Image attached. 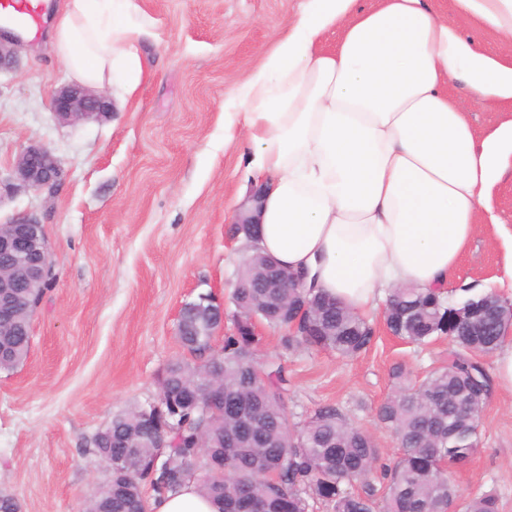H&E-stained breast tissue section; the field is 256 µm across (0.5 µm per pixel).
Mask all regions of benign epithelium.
<instances>
[{"instance_id": "7a95c632", "label": "benign epithelium", "mask_w": 512, "mask_h": 512, "mask_svg": "<svg viewBox=\"0 0 512 512\" xmlns=\"http://www.w3.org/2000/svg\"><path fill=\"white\" fill-rule=\"evenodd\" d=\"M19 35L0 30V70L16 64ZM51 112L62 123L102 120L112 113L108 97L89 87L67 84L51 94ZM64 176L62 162L49 148L30 144L23 148L5 178L0 177V199L21 191L53 192ZM0 311L15 312L21 301L18 288H40L52 280V258L43 224L34 216L19 214L0 225ZM271 288H303L305 278L295 273L276 277Z\"/></svg>"}]
</instances>
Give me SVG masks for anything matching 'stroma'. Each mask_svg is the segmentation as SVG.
Returning <instances> with one entry per match:
<instances>
[{"label": "stroma", "instance_id": "obj_1", "mask_svg": "<svg viewBox=\"0 0 512 512\" xmlns=\"http://www.w3.org/2000/svg\"><path fill=\"white\" fill-rule=\"evenodd\" d=\"M302 0H129L123 18L142 28L144 76L133 93L111 96L109 119L58 123L55 88L72 83L50 50V30L23 38L20 65L0 72V170L32 143L50 148L66 176L55 193L23 191L0 203V224L20 213L45 226L54 277L31 319L27 358L0 371V491L20 512H85L108 473L90 439L114 411L158 403L166 366L184 356L177 321L204 295L229 304L245 246L231 224L253 187L240 141L225 142L224 115L238 87L285 31ZM476 138L512 120L494 105L467 101ZM499 221L479 222L460 255L449 298L496 285L512 244V173L492 190ZM375 346L356 358L283 349L280 330L262 327V354L292 373L291 421L333 405L376 439L385 461L397 449L376 420L391 393L392 369L422 377L446 364L447 339L417 347L370 315ZM455 479L464 496L495 491L512 512V392L494 390L480 444Z\"/></svg>", "mask_w": 512, "mask_h": 512}]
</instances>
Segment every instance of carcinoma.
Returning a JSON list of instances; mask_svg holds the SVG:
<instances>
[{
  "label": "carcinoma",
  "instance_id": "obj_1",
  "mask_svg": "<svg viewBox=\"0 0 512 512\" xmlns=\"http://www.w3.org/2000/svg\"><path fill=\"white\" fill-rule=\"evenodd\" d=\"M268 261L247 253L231 294L232 327L224 346L215 350L210 337L193 335L191 316L179 322V340L190 358L168 364L162 379L174 400L200 393L196 405L183 410L173 432L180 448L169 474L149 477L157 433L142 408L117 411L91 439L92 454L112 457V478L96 498L104 512H148L149 496L176 494L190 480L218 505L219 512H498L493 493L463 497L454 470L464 466L479 446L480 427L493 392L484 360L507 339L505 323L512 304L496 296L483 309V294L461 303L413 287L397 288L386 299L384 323L395 337L425 346L453 332L460 348L448 364L414 381L402 365L393 368L396 389L377 408L378 423L390 432L398 456L379 465L381 450L372 436L334 406H323L305 422L288 419L285 392L288 368L277 358H260L263 337L246 332L256 318L285 331L281 344L327 349L343 358L372 348L375 329L364 317L312 288H264ZM469 305L473 315L460 325L456 308ZM297 332L286 335L288 321ZM30 317L21 301L14 317L0 321V370H12L30 348ZM222 366L224 421H213L202 396L209 366ZM224 436L221 448H197L201 431Z\"/></svg>",
  "mask_w": 512,
  "mask_h": 512
}]
</instances>
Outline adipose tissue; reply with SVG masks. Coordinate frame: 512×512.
Instances as JSON below:
<instances>
[{"instance_id":"ef3b65f1","label":"adipose tissue","mask_w":512,"mask_h":512,"mask_svg":"<svg viewBox=\"0 0 512 512\" xmlns=\"http://www.w3.org/2000/svg\"><path fill=\"white\" fill-rule=\"evenodd\" d=\"M125 0H67L52 50L79 81L135 88L139 28ZM304 0L235 96L224 138L243 136L263 190L258 247L354 311L392 288L447 293L478 212L512 166V121L476 139L460 100L512 108V52L490 53L454 17L512 42V0ZM339 31L334 49L323 47ZM149 512H218L196 483Z\"/></svg>"}]
</instances>
